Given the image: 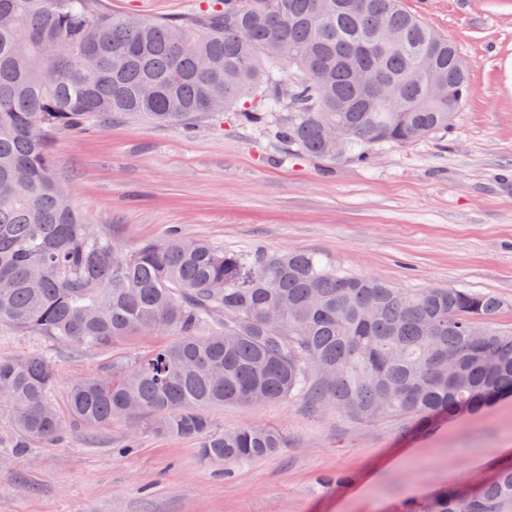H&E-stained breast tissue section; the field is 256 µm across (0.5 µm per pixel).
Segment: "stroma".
I'll return each instance as SVG.
<instances>
[{"instance_id": "stroma-1", "label": "stroma", "mask_w": 512, "mask_h": 512, "mask_svg": "<svg viewBox=\"0 0 512 512\" xmlns=\"http://www.w3.org/2000/svg\"><path fill=\"white\" fill-rule=\"evenodd\" d=\"M198 0H107L150 20ZM455 43L473 93L448 133L353 161L276 156L264 129L227 117L190 126L115 118L57 135L48 157L86 223L126 250L169 231L246 253L320 254L337 269L401 288H469L506 304L512 329V0H402ZM55 400L102 354L55 348ZM216 431L279 428L275 455L223 469L192 438L117 419L13 453L0 411V512H421L436 494L477 491L512 466V398L420 429L361 423L292 401L210 410Z\"/></svg>"}]
</instances>
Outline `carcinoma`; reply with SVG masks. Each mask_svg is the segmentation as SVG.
<instances>
[{
    "instance_id": "obj_1",
    "label": "carcinoma",
    "mask_w": 512,
    "mask_h": 512,
    "mask_svg": "<svg viewBox=\"0 0 512 512\" xmlns=\"http://www.w3.org/2000/svg\"><path fill=\"white\" fill-rule=\"evenodd\" d=\"M388 31L397 40L380 52ZM427 69L444 96L429 93ZM361 71L381 76L391 103H373ZM471 94L455 46L399 0H199L194 14L152 20L102 0H0V323L108 354L71 387L70 427L135 408L220 465L286 447L272 426L214 431L209 410L225 405L303 400L426 427L512 396L500 297L397 288L313 253H234L178 233L127 251L85 222L47 160L55 135L115 114L173 124L230 112L285 158L367 165L380 148L448 131ZM330 127L345 136L339 155ZM136 333L163 340L112 352ZM56 380L51 350L0 358L16 449L60 437ZM424 512H512V467Z\"/></svg>"
}]
</instances>
